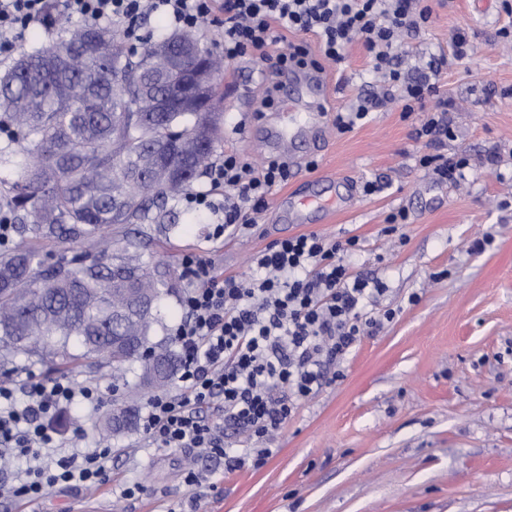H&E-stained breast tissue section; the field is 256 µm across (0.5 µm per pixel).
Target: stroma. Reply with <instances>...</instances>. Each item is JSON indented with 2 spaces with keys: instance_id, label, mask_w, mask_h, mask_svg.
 I'll list each match as a JSON object with an SVG mask.
<instances>
[{
  "instance_id": "35a3bbf8",
  "label": "stroma",
  "mask_w": 512,
  "mask_h": 512,
  "mask_svg": "<svg viewBox=\"0 0 512 512\" xmlns=\"http://www.w3.org/2000/svg\"><path fill=\"white\" fill-rule=\"evenodd\" d=\"M476 13L473 0H430L431 24L397 53L409 64L450 55L451 32L467 30L473 47L442 70L441 91L458 109L450 115L451 153L469 155L476 170L465 184L437 183L413 160L415 118L392 107L352 131L335 132L317 167H300L286 191L301 197L319 179L306 223L285 222L269 204L249 237L212 241L221 212L168 205L156 249L170 265L191 250L216 271L249 276L259 251L278 239L317 233L331 240L358 236L354 271L378 277L392 323L362 337L341 381L303 400L271 441L261 467L245 464L223 477L224 461L188 448L141 445L131 427L112 441L108 484L49 493L33 512H512V43L499 37L512 19L500 0ZM335 76V110L355 104L369 81L361 43ZM267 60L225 63L218 75L225 98ZM269 112L234 104L221 122L246 120L243 134L221 136L219 162L237 153L252 164L267 157L257 137ZM498 165H488L490 157ZM382 184L364 195L365 181ZM409 215L402 236H386L394 209ZM491 236L485 251L472 241ZM419 303H409L411 295ZM211 475L214 489L194 496L187 470ZM140 487L135 498L125 485Z\"/></svg>"
}]
</instances>
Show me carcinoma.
Wrapping results in <instances>:
<instances>
[{"mask_svg":"<svg viewBox=\"0 0 512 512\" xmlns=\"http://www.w3.org/2000/svg\"><path fill=\"white\" fill-rule=\"evenodd\" d=\"M56 25L60 37L0 73V168L11 175L0 207L18 237L0 250V357L110 364L117 383L139 361L144 385L165 390L176 355L151 333L176 285L144 244L214 152L221 94L209 87L184 110L160 105V52L179 33L137 53L118 29L64 16ZM192 41L198 65L219 72L223 61ZM135 421L115 402L98 431L107 440Z\"/></svg>","mask_w":512,"mask_h":512,"instance_id":"1","label":"carcinoma"}]
</instances>
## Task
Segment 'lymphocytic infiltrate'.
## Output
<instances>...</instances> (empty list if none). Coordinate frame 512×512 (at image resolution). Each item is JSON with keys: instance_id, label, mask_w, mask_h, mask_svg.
<instances>
[{"instance_id": "lymphocytic-infiltrate-1", "label": "lymphocytic infiltrate", "mask_w": 512, "mask_h": 512, "mask_svg": "<svg viewBox=\"0 0 512 512\" xmlns=\"http://www.w3.org/2000/svg\"><path fill=\"white\" fill-rule=\"evenodd\" d=\"M119 23L134 31L150 15L176 29L214 27L225 60L275 58L277 67L329 62L345 68L347 49L361 42L371 60L374 90L356 107L337 113L338 131L351 130L384 101L393 99L404 115L421 113L412 132L421 148L417 167L443 183L465 179L468 157L441 153L453 135L452 102L436 82L448 60H463L469 48L465 31L452 37L451 58H429L417 74L402 72L396 48L424 32L432 11L424 0H0V53L14 50L26 31L54 27L58 13ZM315 37L316 48L295 42ZM209 190L185 194L196 209H214L212 193L225 199L224 218L211 237L244 235L257 224L273 191L288 180V162L271 156L255 167L237 154H225L207 171ZM358 237L331 241L300 234L273 242L255 263L259 277L244 279L216 273L198 254L181 255L185 312L173 336L179 353L173 390L154 394L139 428L144 445L193 448L224 457L228 470L244 459L225 445V426L245 440H262L279 431L301 400L326 381L327 369L340 365L362 337L376 334L396 316L382 306L385 288L377 278L352 271L349 256ZM100 385L69 376L44 377L28 371L0 380V459L26 458L29 467L0 482V498L28 506L74 485L105 483L112 450L85 447L86 432L61 433L51 426L64 409L99 410Z\"/></svg>"}]
</instances>
